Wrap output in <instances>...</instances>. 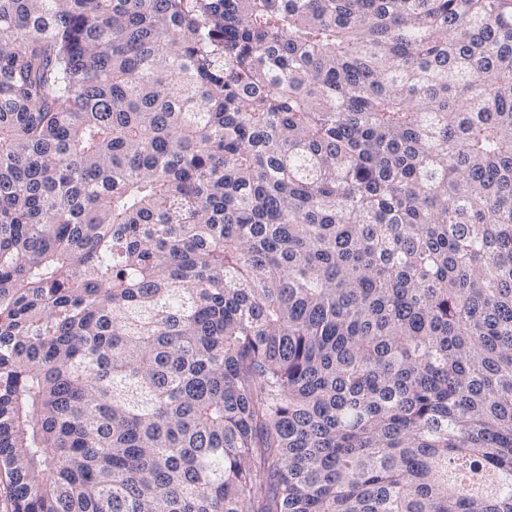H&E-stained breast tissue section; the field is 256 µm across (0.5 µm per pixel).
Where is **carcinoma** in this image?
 Segmentation results:
<instances>
[{
    "instance_id": "obj_1",
    "label": "carcinoma",
    "mask_w": 512,
    "mask_h": 512,
    "mask_svg": "<svg viewBox=\"0 0 512 512\" xmlns=\"http://www.w3.org/2000/svg\"><path fill=\"white\" fill-rule=\"evenodd\" d=\"M15 512H512V0H0Z\"/></svg>"
}]
</instances>
